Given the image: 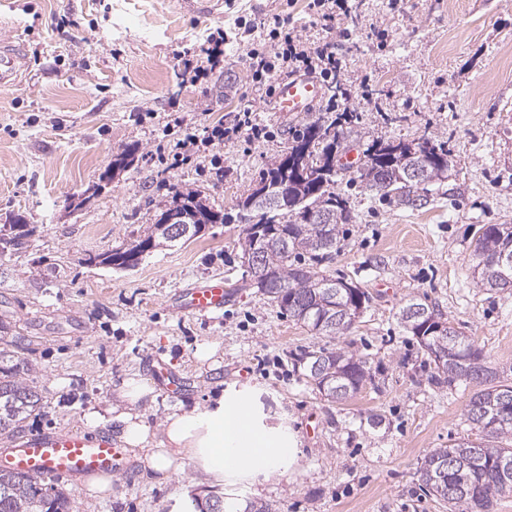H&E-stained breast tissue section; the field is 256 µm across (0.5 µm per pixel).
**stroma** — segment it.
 Returning a JSON list of instances; mask_svg holds the SVG:
<instances>
[{"label":"stroma","mask_w":512,"mask_h":512,"mask_svg":"<svg viewBox=\"0 0 512 512\" xmlns=\"http://www.w3.org/2000/svg\"><path fill=\"white\" fill-rule=\"evenodd\" d=\"M222 2L196 16L178 0H0V37H22L30 57L28 75L0 89V225L39 228L26 249L0 257V319L32 337L27 381L45 402L26 431L85 429L86 414L125 376L153 378L149 362L158 358L189 385L185 403L254 387L266 409L287 411L302 473L258 494L242 488L240 502L273 512H450L417 471L432 450L470 434L472 389L432 384L398 313L413 298L434 307L512 381V288H479L468 265L480 225L512 224V0H349L350 17L333 23L309 0ZM276 14L292 21L305 49L326 47L340 59L347 94L337 104L358 115L347 137L357 150L426 136L447 145L453 161L417 208L339 184L353 222L321 268L371 297L339 339L282 315L246 283L241 263L237 203L304 125L271 112L250 85L248 52L270 47ZM217 38L223 63L208 81L185 77L183 60L206 65L202 48ZM245 95L268 138L217 143L177 168L161 162L166 124L230 122ZM132 146V165L104 178ZM177 191L200 193L232 222L157 247L131 270L93 263L147 234ZM214 277L233 289L222 313L171 315L182 290ZM206 340L223 345L219 368L193 357ZM319 347L366 358L370 378L354 397L327 401L295 366V354ZM61 487L72 512H188L214 492L189 470L155 486L113 476L102 501L79 482Z\"/></svg>","instance_id":"35a3bbf8"}]
</instances>
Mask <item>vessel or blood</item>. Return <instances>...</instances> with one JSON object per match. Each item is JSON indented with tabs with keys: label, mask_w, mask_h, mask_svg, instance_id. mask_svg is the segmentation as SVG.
<instances>
[{
	"label": "vessel or blood",
	"mask_w": 512,
	"mask_h": 512,
	"mask_svg": "<svg viewBox=\"0 0 512 512\" xmlns=\"http://www.w3.org/2000/svg\"><path fill=\"white\" fill-rule=\"evenodd\" d=\"M29 68L24 44L0 39V87L17 84ZM324 95L323 83L311 75L280 79L272 96V111L305 115L314 111ZM230 296L223 278L188 289L173 306L175 315L217 314ZM124 451L114 447L109 437H93L79 429H60L26 437L0 450V463L31 474H49L71 480L82 475L109 474L123 467Z\"/></svg>",
	"instance_id": "obj_1"
}]
</instances>
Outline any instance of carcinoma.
Returning a JSON list of instances; mask_svg holds the SVG:
<instances>
[{"label": "carcinoma", "mask_w": 512, "mask_h": 512, "mask_svg": "<svg viewBox=\"0 0 512 512\" xmlns=\"http://www.w3.org/2000/svg\"><path fill=\"white\" fill-rule=\"evenodd\" d=\"M358 120L354 112L322 117L307 123L288 146V154L301 169L285 168L279 160L264 173L260 181L237 204L236 218L245 224L242 254L266 245L270 285L260 287L290 320L307 327L318 336L340 338L350 330L348 312L369 307V296L356 284L346 289L336 278L321 271L319 264L336 250L343 226L351 223L349 198L336 192V183L347 179L382 200L405 207H416L421 195L407 184L406 170L418 156L426 154L431 161L432 184L447 178L452 164L447 146L427 137L411 142L376 139L364 150V167L348 169L333 163L332 153L343 126ZM320 148L306 156L299 149L311 140ZM386 174L391 188L381 190L376 182ZM291 183L293 206L279 211L263 209L254 201L256 194L273 198L283 180ZM319 209L332 217L329 224H312L309 209ZM185 216L187 241L197 236L201 227L223 224L230 217L214 209L200 194L189 192L173 196L161 212L150 233L135 240L153 249L171 241L162 228L166 216ZM0 226V255L26 247L37 227L10 225L5 234ZM471 254L473 278L480 287L491 291L493 285L486 274L483 250L489 245L509 247L512 252V224H484ZM413 336L426 337L427 345H439L448 351V360L433 364L434 380L452 385L465 382L476 386L466 404V420L485 433L479 441L459 439L446 448H437L420 468L422 485L429 493L448 503L458 512H490L494 501L512 492V444L498 440L512 438V382L498 380L487 365L482 350L464 332L445 326L440 314L432 308L426 317L404 325ZM34 352L33 340L9 332L0 320V435L14 440L26 437L24 422L33 412L43 408V397L22 381L31 367L27 355ZM303 362L307 377L318 363L321 377L330 390L326 399L342 402L356 394L367 377V361L343 348L307 350ZM0 512H70V499L58 488L56 478L49 475L24 474L0 465Z\"/></svg>", "instance_id": "1"}]
</instances>
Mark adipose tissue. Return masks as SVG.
<instances>
[{"mask_svg":"<svg viewBox=\"0 0 512 512\" xmlns=\"http://www.w3.org/2000/svg\"><path fill=\"white\" fill-rule=\"evenodd\" d=\"M155 404L154 387L134 375L121 382L113 401L85 416L92 429H116L143 481L166 484L189 469L231 492L243 484L288 482L301 472L298 439L285 426V413L269 417L254 391L227 388L206 405L171 408L156 429L146 419Z\"/></svg>","mask_w":512,"mask_h":512,"instance_id":"obj_1","label":"adipose tissue"}]
</instances>
